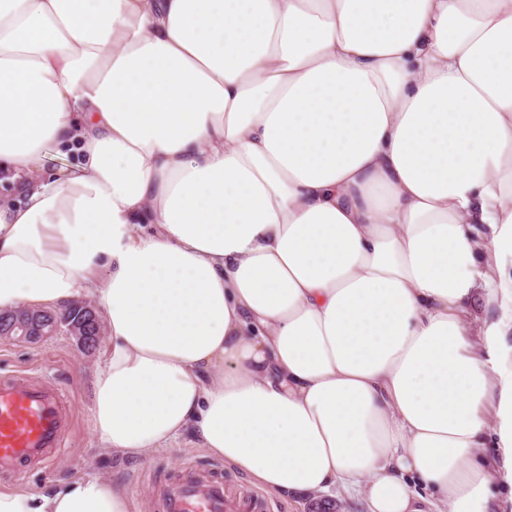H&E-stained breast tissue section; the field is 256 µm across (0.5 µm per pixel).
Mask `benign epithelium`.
I'll return each mask as SVG.
<instances>
[{"mask_svg":"<svg viewBox=\"0 0 512 512\" xmlns=\"http://www.w3.org/2000/svg\"><path fill=\"white\" fill-rule=\"evenodd\" d=\"M59 332L73 337L81 350L89 351L100 343L104 325L90 301L83 298L74 300L59 316L44 309L25 306L0 310V338L36 344Z\"/></svg>","mask_w":512,"mask_h":512,"instance_id":"obj_1","label":"benign epithelium"}]
</instances>
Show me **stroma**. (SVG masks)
<instances>
[{
	"label": "stroma",
	"instance_id": "35a3bbf8",
	"mask_svg": "<svg viewBox=\"0 0 512 512\" xmlns=\"http://www.w3.org/2000/svg\"><path fill=\"white\" fill-rule=\"evenodd\" d=\"M100 361L98 351H80L66 334L28 345L0 340V381L15 378H43L62 389L65 404L73 417V429L66 451L48 467H31L22 476L0 474V491L25 487L38 490L51 482L66 481L92 472L124 482L140 512H157L161 489L178 479L191 466L203 473L222 474L229 491L251 488L244 474L228 471L222 460L201 448L155 449L139 462H123L100 451L93 437L91 376ZM338 504V512H365L361 496L330 490L319 495L301 494L275 497L278 512H309L314 501Z\"/></svg>",
	"mask_w": 512,
	"mask_h": 512
}]
</instances>
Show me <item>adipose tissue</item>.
Masks as SVG:
<instances>
[{"instance_id": "1", "label": "adipose tissue", "mask_w": 512, "mask_h": 512, "mask_svg": "<svg viewBox=\"0 0 512 512\" xmlns=\"http://www.w3.org/2000/svg\"><path fill=\"white\" fill-rule=\"evenodd\" d=\"M0 171V309L104 314L100 450L512 503V0H0ZM0 512L134 505L89 473Z\"/></svg>"}]
</instances>
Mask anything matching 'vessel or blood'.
<instances>
[{"label":"vessel or blood","mask_w":512,"mask_h":512,"mask_svg":"<svg viewBox=\"0 0 512 512\" xmlns=\"http://www.w3.org/2000/svg\"><path fill=\"white\" fill-rule=\"evenodd\" d=\"M71 429L58 385L28 378L0 383V473L19 475L30 465H48ZM159 507L161 512H275L263 494L227 493L219 476L191 468L162 489Z\"/></svg>","instance_id":"obj_1"}]
</instances>
